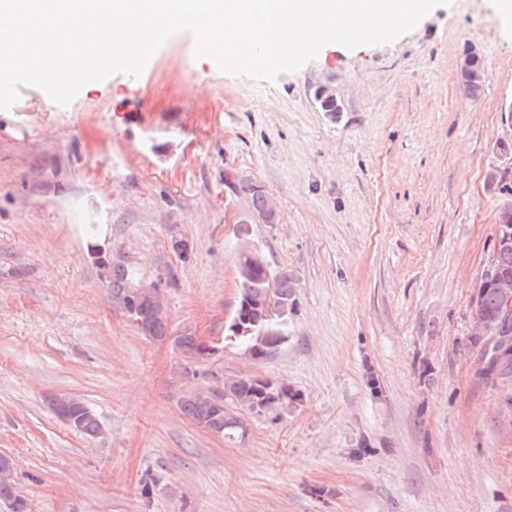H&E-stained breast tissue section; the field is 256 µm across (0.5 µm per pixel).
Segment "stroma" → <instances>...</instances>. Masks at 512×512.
<instances>
[{
    "label": "stroma",
    "mask_w": 512,
    "mask_h": 512,
    "mask_svg": "<svg viewBox=\"0 0 512 512\" xmlns=\"http://www.w3.org/2000/svg\"><path fill=\"white\" fill-rule=\"evenodd\" d=\"M497 2L454 0L388 45H327L272 85L194 59L180 33L140 77L65 107L27 86L0 109V452L27 512H512V385L481 375L472 326L506 201L487 175L512 166ZM471 50L476 97L457 71ZM237 181L263 187L274 223ZM243 220L294 286L288 340L260 361L223 340ZM93 244L158 285L169 340L132 324ZM186 329L224 343L190 380L171 341ZM242 376L301 400L242 414L230 440L181 412ZM57 394L99 437L52 412Z\"/></svg>",
    "instance_id": "obj_1"
}]
</instances>
